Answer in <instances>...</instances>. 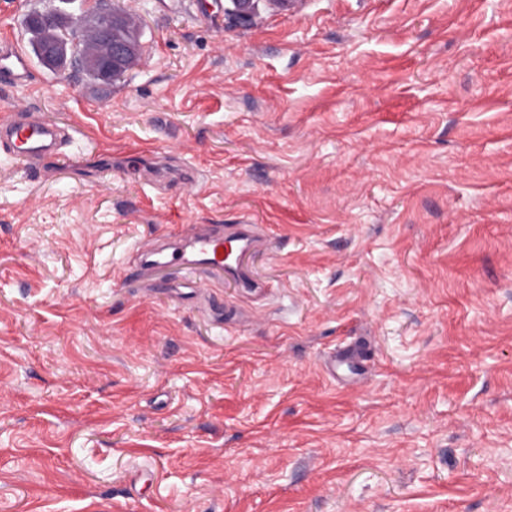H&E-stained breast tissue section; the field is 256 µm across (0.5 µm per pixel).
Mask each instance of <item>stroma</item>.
Listing matches in <instances>:
<instances>
[{
	"label": "stroma",
	"mask_w": 512,
	"mask_h": 512,
	"mask_svg": "<svg viewBox=\"0 0 512 512\" xmlns=\"http://www.w3.org/2000/svg\"><path fill=\"white\" fill-rule=\"evenodd\" d=\"M113 3L124 78L0 86L74 159L0 154V512H512V0ZM192 224L262 297L146 287ZM213 3H205L202 7L216 14L221 11L224 12V16L230 15L231 19L240 25H250L258 11V0H228L230 7L224 4L221 6V1H212ZM173 242L157 240L138 255L140 268L174 267L184 277L231 274L238 288H266L245 264V258L266 248V235L258 224L192 225ZM232 250L234 259H224Z\"/></svg>",
	"instance_id": "35a3bbf8"
}]
</instances>
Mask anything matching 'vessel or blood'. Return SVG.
<instances>
[{
    "label": "vessel or blood",
    "instance_id": "obj_1",
    "mask_svg": "<svg viewBox=\"0 0 512 512\" xmlns=\"http://www.w3.org/2000/svg\"><path fill=\"white\" fill-rule=\"evenodd\" d=\"M0 75L16 85L30 81L29 59L15 42L0 43ZM67 135L66 127L25 108H13L0 119V151L20 165L42 157L66 160ZM266 245V235L257 224L193 225L175 241H156L139 253L138 260L144 270L169 266L187 277L227 273L238 287L257 288L261 282L245 259Z\"/></svg>",
    "mask_w": 512,
    "mask_h": 512
}]
</instances>
